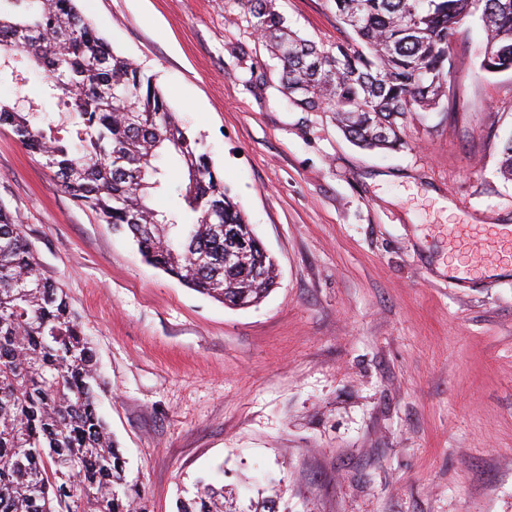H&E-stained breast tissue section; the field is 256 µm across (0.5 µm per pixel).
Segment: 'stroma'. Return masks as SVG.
<instances>
[{
	"instance_id": "35a3bbf8",
	"label": "stroma",
	"mask_w": 512,
	"mask_h": 512,
	"mask_svg": "<svg viewBox=\"0 0 512 512\" xmlns=\"http://www.w3.org/2000/svg\"><path fill=\"white\" fill-rule=\"evenodd\" d=\"M289 27L351 41L333 0H277ZM201 134L277 264L233 309L148 265L0 129V204L66 292L99 363L100 410L135 512H178L198 481L236 512H512V277L460 286L435 224H512V71L455 31L447 101L406 148L363 150L283 94L233 0H78Z\"/></svg>"
}]
</instances>
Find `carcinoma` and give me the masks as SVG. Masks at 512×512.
Instances as JSON below:
<instances>
[{
	"mask_svg": "<svg viewBox=\"0 0 512 512\" xmlns=\"http://www.w3.org/2000/svg\"><path fill=\"white\" fill-rule=\"evenodd\" d=\"M280 65L289 103L330 112L369 149L405 147L403 121L448 96L451 37L481 11L480 67L512 71V0H335L354 45L325 49L290 30L276 0H236ZM0 126L40 157L58 184L151 265L227 306L259 303L276 265L201 140L183 126L156 76L117 53L76 0H0ZM72 118L44 128L24 106L29 70ZM166 151L184 184L170 190ZM235 240L224 238V226ZM236 252L224 264L229 249ZM97 363L67 295L41 276L18 216L0 205V512H134L123 460L98 411ZM210 483L181 512H224Z\"/></svg>",
	"mask_w": 512,
	"mask_h": 512,
	"instance_id": "carcinoma-1",
	"label": "carcinoma"
}]
</instances>
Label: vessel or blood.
<instances>
[{"mask_svg":"<svg viewBox=\"0 0 512 512\" xmlns=\"http://www.w3.org/2000/svg\"><path fill=\"white\" fill-rule=\"evenodd\" d=\"M435 232L448 241V275L455 281L471 283L493 267L512 270L510 224H439Z\"/></svg>","mask_w":512,"mask_h":512,"instance_id":"1","label":"vessel or blood"}]
</instances>
